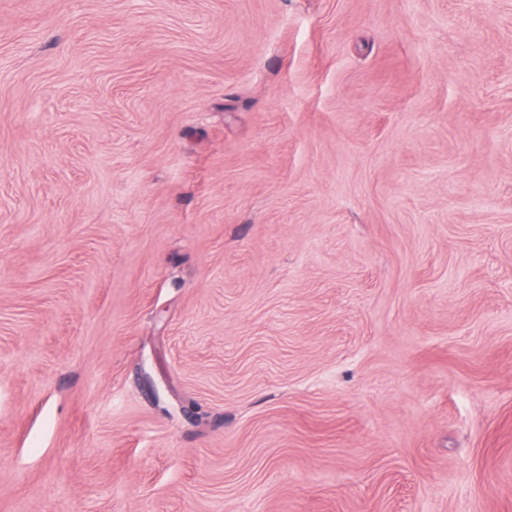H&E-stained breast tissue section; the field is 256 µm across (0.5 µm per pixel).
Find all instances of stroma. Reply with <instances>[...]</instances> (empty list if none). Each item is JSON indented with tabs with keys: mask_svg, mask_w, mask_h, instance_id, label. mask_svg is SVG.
Here are the masks:
<instances>
[{
	"mask_svg": "<svg viewBox=\"0 0 512 512\" xmlns=\"http://www.w3.org/2000/svg\"><path fill=\"white\" fill-rule=\"evenodd\" d=\"M0 512H512V0H0Z\"/></svg>",
	"mask_w": 512,
	"mask_h": 512,
	"instance_id": "1",
	"label": "stroma"
}]
</instances>
